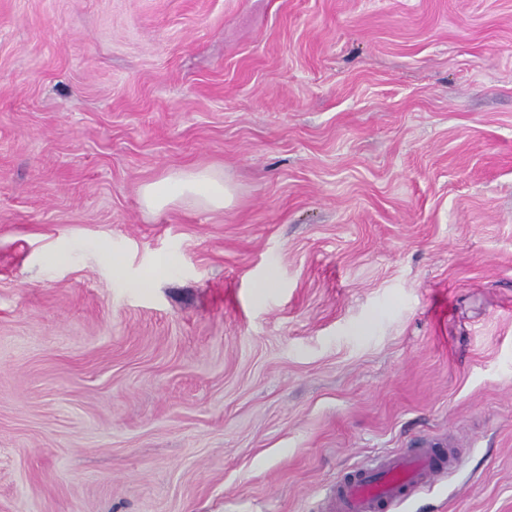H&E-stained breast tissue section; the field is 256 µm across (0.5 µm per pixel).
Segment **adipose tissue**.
<instances>
[{
    "label": "adipose tissue",
    "mask_w": 512,
    "mask_h": 512,
    "mask_svg": "<svg viewBox=\"0 0 512 512\" xmlns=\"http://www.w3.org/2000/svg\"><path fill=\"white\" fill-rule=\"evenodd\" d=\"M232 199V187L223 175L210 169L180 171L147 183L140 190L142 205L156 212L177 203L221 210Z\"/></svg>",
    "instance_id": "1"
}]
</instances>
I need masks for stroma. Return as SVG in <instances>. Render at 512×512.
Returning a JSON list of instances; mask_svg holds the SVG:
<instances>
[{"label":"stroma","instance_id":"35a3bbf8","mask_svg":"<svg viewBox=\"0 0 512 512\" xmlns=\"http://www.w3.org/2000/svg\"><path fill=\"white\" fill-rule=\"evenodd\" d=\"M194 167L233 202L142 206ZM433 442L396 512H512V0H0V512H324ZM457 454L440 442L390 453L336 480L326 512H388L454 471Z\"/></svg>","mask_w":512,"mask_h":512}]
</instances>
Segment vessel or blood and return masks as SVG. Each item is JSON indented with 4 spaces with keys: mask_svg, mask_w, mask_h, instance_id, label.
Segmentation results:
<instances>
[{
    "mask_svg": "<svg viewBox=\"0 0 512 512\" xmlns=\"http://www.w3.org/2000/svg\"><path fill=\"white\" fill-rule=\"evenodd\" d=\"M458 464L457 454L439 442L384 455L338 478L326 512H391Z\"/></svg>",
    "mask_w": 512,
    "mask_h": 512,
    "instance_id": "obj_1",
    "label": "vessel or blood"
}]
</instances>
